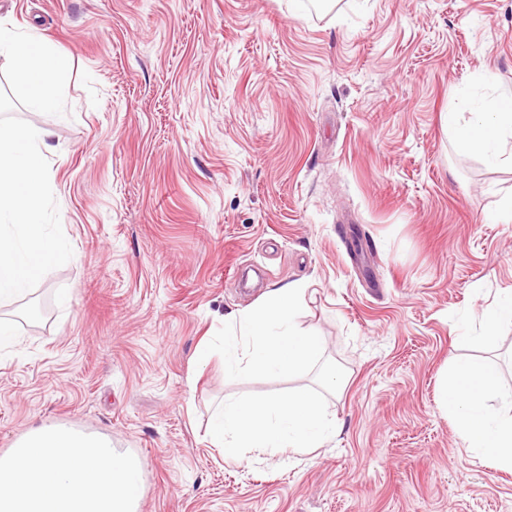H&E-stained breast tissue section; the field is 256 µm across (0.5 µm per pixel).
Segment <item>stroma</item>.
Wrapping results in <instances>:
<instances>
[{
    "label": "stroma",
    "mask_w": 512,
    "mask_h": 512,
    "mask_svg": "<svg viewBox=\"0 0 512 512\" xmlns=\"http://www.w3.org/2000/svg\"><path fill=\"white\" fill-rule=\"evenodd\" d=\"M72 59L52 112L0 56V122L50 130L41 199L65 252L0 307V453L29 429L108 436L139 512H505L512 473L440 406L457 314L512 289V171L455 153L442 114L512 87V0H0ZM308 286L299 320L345 370L309 455L225 458V398L314 386L196 364L226 314ZM69 291L67 305L57 295Z\"/></svg>",
    "instance_id": "1"
}]
</instances>
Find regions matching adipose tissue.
Instances as JSON below:
<instances>
[{"label":"adipose tissue","instance_id":"ef3b65f1","mask_svg":"<svg viewBox=\"0 0 512 512\" xmlns=\"http://www.w3.org/2000/svg\"><path fill=\"white\" fill-rule=\"evenodd\" d=\"M0 55L8 59L26 105L51 110L55 94L69 73V56L33 33L0 26ZM459 94L469 119L446 113L444 128L457 153L480 157L491 167L512 168V91L477 94L462 85ZM50 133L0 122V304L22 298L58 256L60 238L42 224L39 200L47 179ZM500 372L486 358H451L440 385L441 407L465 446L512 472V407L494 408Z\"/></svg>","mask_w":512,"mask_h":512}]
</instances>
